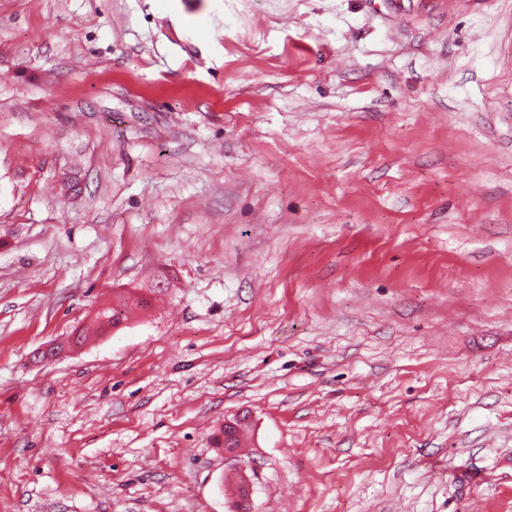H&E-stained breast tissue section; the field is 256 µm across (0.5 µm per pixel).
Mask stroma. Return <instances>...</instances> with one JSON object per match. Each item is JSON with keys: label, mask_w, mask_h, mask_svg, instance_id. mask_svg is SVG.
<instances>
[{"label": "stroma", "mask_w": 512, "mask_h": 512, "mask_svg": "<svg viewBox=\"0 0 512 512\" xmlns=\"http://www.w3.org/2000/svg\"><path fill=\"white\" fill-rule=\"evenodd\" d=\"M242 412L252 512H512V0H0V512H233Z\"/></svg>", "instance_id": "35a3bbf8"}]
</instances>
